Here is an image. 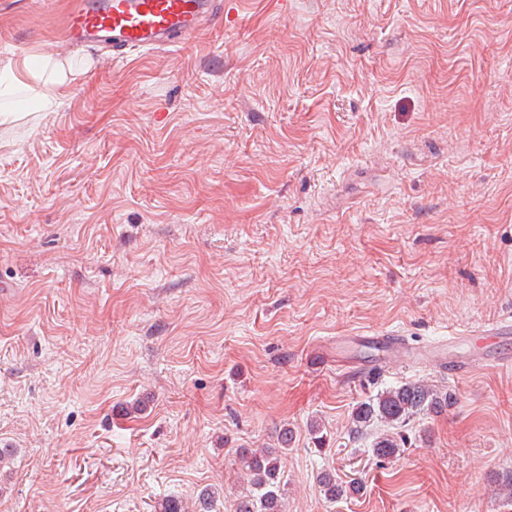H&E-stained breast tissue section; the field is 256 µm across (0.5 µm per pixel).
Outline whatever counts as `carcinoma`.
Masks as SVG:
<instances>
[{
	"mask_svg": "<svg viewBox=\"0 0 512 512\" xmlns=\"http://www.w3.org/2000/svg\"><path fill=\"white\" fill-rule=\"evenodd\" d=\"M450 402V394L429 384L406 383L387 388L357 405L351 416L350 433L362 436L378 423L401 426L420 415L438 414L446 410ZM405 444V438L400 435H378L374 453L390 459L400 455ZM286 448L288 431L285 430L276 448L236 449V462L243 472L247 490L235 500L234 512H283L286 483L280 468V450ZM319 484L330 501L359 492L354 482L344 483L332 473L322 474Z\"/></svg>",
	"mask_w": 512,
	"mask_h": 512,
	"instance_id": "cac0c4a2",
	"label": "carcinoma"
}]
</instances>
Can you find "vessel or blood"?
Returning <instances> with one entry per match:
<instances>
[{"mask_svg": "<svg viewBox=\"0 0 512 512\" xmlns=\"http://www.w3.org/2000/svg\"><path fill=\"white\" fill-rule=\"evenodd\" d=\"M214 15L212 0H72L64 34L70 44L100 41L116 48L155 50L186 42L196 36ZM474 343L487 344L494 356L468 351L447 356L444 345L424 351L425 359L457 375H466L486 365L512 366V321H498L481 329ZM363 344L380 353V366L410 357L409 344L399 336H366Z\"/></svg>", "mask_w": 512, "mask_h": 512, "instance_id": "vessel-or-blood-1", "label": "vessel or blood"}]
</instances>
